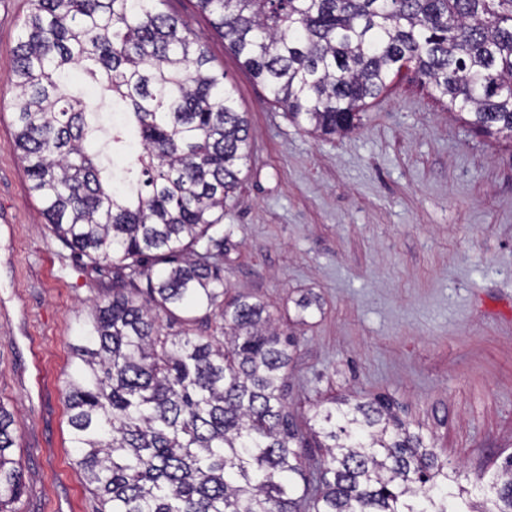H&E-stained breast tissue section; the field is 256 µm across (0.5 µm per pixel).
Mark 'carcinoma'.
<instances>
[{
    "label": "carcinoma",
    "mask_w": 512,
    "mask_h": 512,
    "mask_svg": "<svg viewBox=\"0 0 512 512\" xmlns=\"http://www.w3.org/2000/svg\"><path fill=\"white\" fill-rule=\"evenodd\" d=\"M165 0H29L13 50L14 150L51 232L120 277L79 318L63 394L100 512H512V456L488 510L381 396L315 406L285 387L295 339L229 294L224 208L249 121L207 37ZM286 118L346 135L407 68L479 134L512 143V0H196ZM117 113L72 88V70ZM219 322L168 336L159 315ZM0 402V512L26 487ZM324 449L306 474V449Z\"/></svg>",
    "instance_id": "1"
}]
</instances>
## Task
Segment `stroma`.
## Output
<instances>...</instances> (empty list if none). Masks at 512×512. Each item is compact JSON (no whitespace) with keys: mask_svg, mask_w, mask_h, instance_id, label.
<instances>
[{"mask_svg":"<svg viewBox=\"0 0 512 512\" xmlns=\"http://www.w3.org/2000/svg\"><path fill=\"white\" fill-rule=\"evenodd\" d=\"M28 0H0V401L30 475L19 512H99L72 447L63 380L78 316L112 267L50 231L12 148V50ZM166 12L206 32L239 111L248 169L224 212V278L294 335L288 406L390 396L472 487L512 454V147L443 110L413 72L370 100L361 127L319 138L288 121L195 0ZM319 306L297 320L304 295Z\"/></svg>","mask_w":512,"mask_h":512,"instance_id":"1","label":"stroma"}]
</instances>
